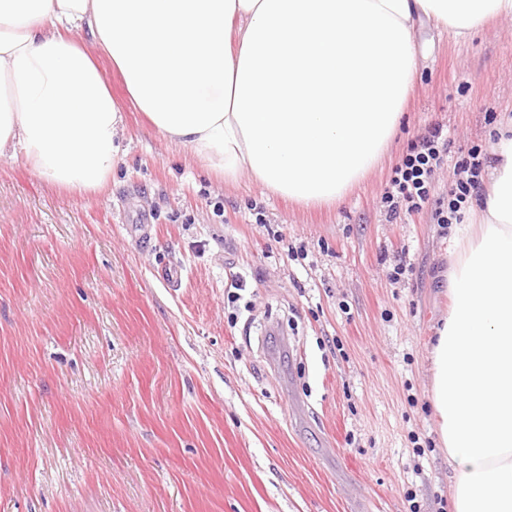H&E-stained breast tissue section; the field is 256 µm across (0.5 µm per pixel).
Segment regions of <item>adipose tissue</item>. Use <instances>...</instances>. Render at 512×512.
Masks as SVG:
<instances>
[{
    "mask_svg": "<svg viewBox=\"0 0 512 512\" xmlns=\"http://www.w3.org/2000/svg\"><path fill=\"white\" fill-rule=\"evenodd\" d=\"M498 19L512 0H0V157L73 195L109 186L124 114L79 29L211 173L332 205L400 123L418 28L464 42ZM495 131L428 351L451 512H512V118Z\"/></svg>",
    "mask_w": 512,
    "mask_h": 512,
    "instance_id": "adipose-tissue-1",
    "label": "adipose tissue"
}]
</instances>
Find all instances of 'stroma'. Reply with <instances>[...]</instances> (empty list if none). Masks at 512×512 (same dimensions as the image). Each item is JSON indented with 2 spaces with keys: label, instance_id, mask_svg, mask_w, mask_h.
<instances>
[{
  "label": "stroma",
  "instance_id": "35a3bbf8",
  "mask_svg": "<svg viewBox=\"0 0 512 512\" xmlns=\"http://www.w3.org/2000/svg\"><path fill=\"white\" fill-rule=\"evenodd\" d=\"M424 50L392 143L332 206L208 173L105 58L126 114L107 191L0 158V512H448L427 342L449 230L381 196L431 126L438 193L489 151L512 20Z\"/></svg>",
  "mask_w": 512,
  "mask_h": 512
}]
</instances>
